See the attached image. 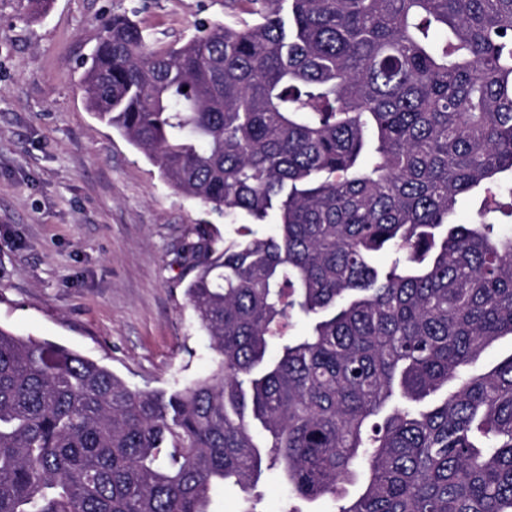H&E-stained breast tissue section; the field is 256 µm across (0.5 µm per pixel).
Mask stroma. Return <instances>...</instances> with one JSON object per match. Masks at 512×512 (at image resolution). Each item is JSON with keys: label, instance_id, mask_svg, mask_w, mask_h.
I'll return each mask as SVG.
<instances>
[{"label": "stroma", "instance_id": "stroma-1", "mask_svg": "<svg viewBox=\"0 0 512 512\" xmlns=\"http://www.w3.org/2000/svg\"><path fill=\"white\" fill-rule=\"evenodd\" d=\"M136 12L152 47L177 46L233 0H0V326L171 391L210 374L180 252L195 225L236 237L90 112L82 62L101 23Z\"/></svg>", "mask_w": 512, "mask_h": 512}]
</instances>
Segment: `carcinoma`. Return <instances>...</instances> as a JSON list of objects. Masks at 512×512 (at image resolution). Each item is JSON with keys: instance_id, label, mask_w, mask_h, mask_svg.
<instances>
[{"instance_id": "carcinoma-1", "label": "carcinoma", "mask_w": 512, "mask_h": 512, "mask_svg": "<svg viewBox=\"0 0 512 512\" xmlns=\"http://www.w3.org/2000/svg\"><path fill=\"white\" fill-rule=\"evenodd\" d=\"M232 2L177 48L105 20L82 77L178 191L278 217L186 245L216 367L142 390L0 327V512H210L265 468L334 512H512V354L474 369L512 337V0Z\"/></svg>"}]
</instances>
